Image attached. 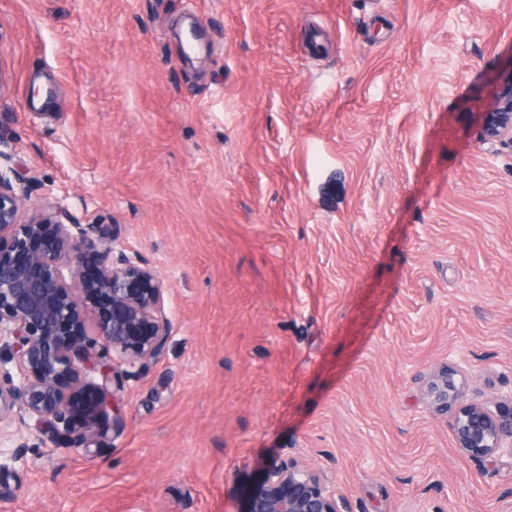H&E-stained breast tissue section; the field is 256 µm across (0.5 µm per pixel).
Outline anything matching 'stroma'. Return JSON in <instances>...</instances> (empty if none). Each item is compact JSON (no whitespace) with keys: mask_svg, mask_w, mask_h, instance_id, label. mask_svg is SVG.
<instances>
[{"mask_svg":"<svg viewBox=\"0 0 512 512\" xmlns=\"http://www.w3.org/2000/svg\"><path fill=\"white\" fill-rule=\"evenodd\" d=\"M198 32V52L183 37ZM512 0H0V151L168 291L89 450L17 427L0 512H244L267 464L348 512H512L427 402L512 393V154L479 137Z\"/></svg>","mask_w":512,"mask_h":512,"instance_id":"stroma-1","label":"stroma"}]
</instances>
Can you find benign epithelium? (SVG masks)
<instances>
[{
    "mask_svg": "<svg viewBox=\"0 0 512 512\" xmlns=\"http://www.w3.org/2000/svg\"><path fill=\"white\" fill-rule=\"evenodd\" d=\"M484 113L481 139L512 154V77ZM27 189L0 169V470L24 462L9 449L16 422L32 418L67 448L89 449L99 418L119 416L115 374L157 357L170 333L164 281L107 224H77L47 202L19 220ZM94 316L95 337L87 319ZM455 369L427 383L451 415L458 447L481 462L512 457V394L492 405H458ZM246 512H342L329 481L297 460L276 459L246 493Z\"/></svg>",
    "mask_w": 512,
    "mask_h": 512,
    "instance_id": "benign-epithelium-1",
    "label": "benign epithelium"
}]
</instances>
